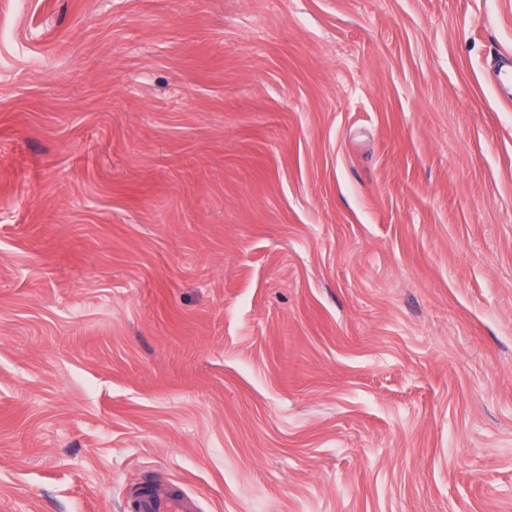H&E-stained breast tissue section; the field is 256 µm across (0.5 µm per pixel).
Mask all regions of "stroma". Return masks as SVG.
<instances>
[{"label": "stroma", "mask_w": 512, "mask_h": 512, "mask_svg": "<svg viewBox=\"0 0 512 512\" xmlns=\"http://www.w3.org/2000/svg\"><path fill=\"white\" fill-rule=\"evenodd\" d=\"M512 0H0V512H512ZM494 82L498 94L505 100H512V54L501 53L495 60ZM133 512H197L201 509L192 497L176 490L138 493L130 501Z\"/></svg>", "instance_id": "1"}]
</instances>
